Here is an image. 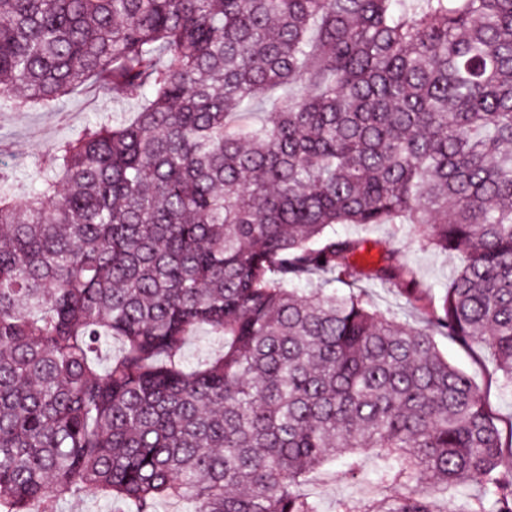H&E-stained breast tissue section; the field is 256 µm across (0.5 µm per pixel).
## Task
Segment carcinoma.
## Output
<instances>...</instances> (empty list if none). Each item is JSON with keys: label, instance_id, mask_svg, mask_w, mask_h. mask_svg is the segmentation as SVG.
Segmentation results:
<instances>
[{"label": "carcinoma", "instance_id": "1", "mask_svg": "<svg viewBox=\"0 0 512 512\" xmlns=\"http://www.w3.org/2000/svg\"><path fill=\"white\" fill-rule=\"evenodd\" d=\"M89 80L139 110L48 146L38 188L0 163V512H320L302 477L366 448L404 493L335 512H512V431L434 341L512 383V0H0V106ZM404 223L467 254L423 328L288 287L426 300L335 232ZM199 328L224 350L189 369ZM119 509L109 505L108 501L98 497H82L80 500H72L61 505L62 512H108Z\"/></svg>", "mask_w": 512, "mask_h": 512}]
</instances>
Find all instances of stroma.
I'll list each match as a JSON object with an SVG mask.
<instances>
[{
    "label": "stroma",
    "instance_id": "stroma-1",
    "mask_svg": "<svg viewBox=\"0 0 512 512\" xmlns=\"http://www.w3.org/2000/svg\"><path fill=\"white\" fill-rule=\"evenodd\" d=\"M104 107L126 114L133 111L135 105L112 98L90 82L67 96L58 114L40 109L22 113L7 108L0 110V161L13 168L19 184L29 183L37 155L47 145L74 136ZM336 232L364 239L363 256L368 264L378 262L386 251H398L402 261L411 268L418 287L436 300L447 287L452 270L464 260L460 253L423 249L409 224H340ZM335 289L340 295L363 291L381 312L417 327L422 324L421 311L410 304L399 283L362 279L349 284L336 283ZM435 342L449 362L465 371L487 394L498 427L505 432L512 430V387L503 383L493 354L485 347L465 346L448 336L436 337ZM301 491L316 497L322 512H333L339 498H361L366 494L365 488L341 479L335 465L313 470Z\"/></svg>",
    "mask_w": 512,
    "mask_h": 512
}]
</instances>
